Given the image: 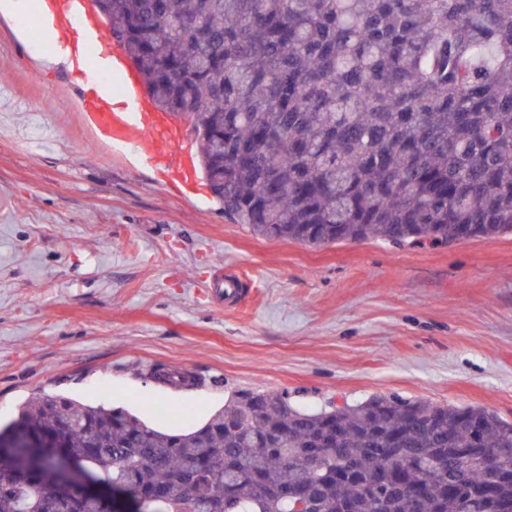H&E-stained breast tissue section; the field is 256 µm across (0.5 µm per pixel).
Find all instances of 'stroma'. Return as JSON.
Masks as SVG:
<instances>
[{
    "label": "stroma",
    "mask_w": 512,
    "mask_h": 512,
    "mask_svg": "<svg viewBox=\"0 0 512 512\" xmlns=\"http://www.w3.org/2000/svg\"><path fill=\"white\" fill-rule=\"evenodd\" d=\"M0 5V422L58 394L189 430L236 393L307 411L374 395L512 421V233L449 246L255 236L95 147ZM242 288L235 307L217 286ZM192 374L176 388L154 371Z\"/></svg>",
    "instance_id": "stroma-1"
}]
</instances>
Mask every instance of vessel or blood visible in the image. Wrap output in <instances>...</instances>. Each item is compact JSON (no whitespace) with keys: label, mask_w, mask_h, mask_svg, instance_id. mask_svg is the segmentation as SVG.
Wrapping results in <instances>:
<instances>
[{"label":"vessel or blood","mask_w":512,"mask_h":512,"mask_svg":"<svg viewBox=\"0 0 512 512\" xmlns=\"http://www.w3.org/2000/svg\"><path fill=\"white\" fill-rule=\"evenodd\" d=\"M29 25L37 32L49 31L51 47L65 49L64 86L97 143L132 158L163 189L184 200L204 195L187 124L144 92L123 40L106 34L93 0H39Z\"/></svg>","instance_id":"vessel-or-blood-1"}]
</instances>
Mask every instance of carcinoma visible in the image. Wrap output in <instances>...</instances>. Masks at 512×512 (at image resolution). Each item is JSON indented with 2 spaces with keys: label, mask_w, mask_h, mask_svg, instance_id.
Masks as SVG:
<instances>
[{
  "label": "carcinoma",
  "mask_w": 512,
  "mask_h": 512,
  "mask_svg": "<svg viewBox=\"0 0 512 512\" xmlns=\"http://www.w3.org/2000/svg\"><path fill=\"white\" fill-rule=\"evenodd\" d=\"M148 94L184 115L224 213L265 239L447 244L512 231V0H95ZM0 512H512V422L373 396L234 395L201 427L44 394L0 425ZM494 455L460 464L457 448ZM112 485L59 487L56 455Z\"/></svg>",
  "instance_id": "1"
}]
</instances>
